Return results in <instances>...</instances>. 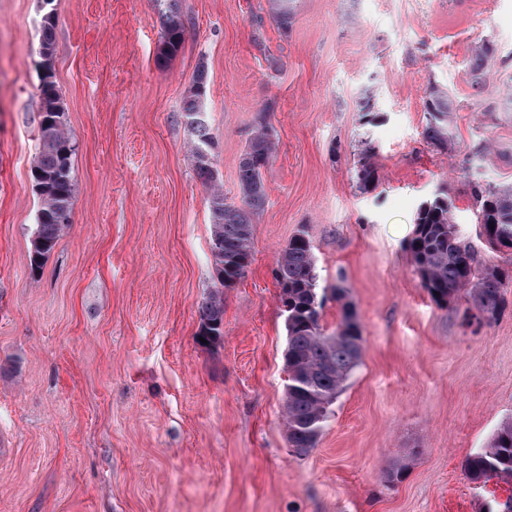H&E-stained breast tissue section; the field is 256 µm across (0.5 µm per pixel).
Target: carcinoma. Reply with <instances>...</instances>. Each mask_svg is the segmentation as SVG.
I'll list each match as a JSON object with an SVG mask.
<instances>
[{"label":"carcinoma","mask_w":512,"mask_h":512,"mask_svg":"<svg viewBox=\"0 0 512 512\" xmlns=\"http://www.w3.org/2000/svg\"><path fill=\"white\" fill-rule=\"evenodd\" d=\"M162 14L161 52L166 61L179 50L184 29L176 0H165ZM54 44L52 13L44 16L40 52L44 74L40 86L42 150L32 171L41 200L38 222L32 240L31 271L39 270L51 254L69 224V212L75 193L72 156L76 144L66 129L60 94L53 80L51 57ZM494 56V48L482 43L469 60V72L475 86ZM206 70L200 68L183 103V112L195 132L191 146L195 170L210 189L212 214L211 251L215 265V287L199 308L198 337L212 345L223 337L224 289L242 278L249 266L254 217L263 210L266 192L262 169L272 159L275 143L271 130L259 122L241 158L238 183L241 203L226 201L218 172L208 153L211 137L202 111L206 93ZM452 104L448 95L430 87L425 101L429 115L423 131L424 141L438 149L449 146L445 121ZM358 182L373 188L378 181L372 155L362 157L356 171ZM471 196L478 209V224L486 241L497 248L512 247V187L490 182L471 183ZM413 235L408 243L421 283L431 299L446 306L461 292L468 295L470 317L484 323L497 321L506 310L504 289L512 287V276L491 266L477 270L467 246L451 220V203L437 197L418 209ZM282 289L281 300L288 307V397L284 400L288 447L298 455L315 448L331 414L343 384L358 365L363 336L347 291L340 285L331 288L340 304L341 319L328 333L321 324L323 298L318 292L319 274L309 241L299 235L282 252L274 271ZM467 479L485 483L492 477L512 480V421L500 426L487 447L471 454L464 466Z\"/></svg>","instance_id":"obj_1"}]
</instances>
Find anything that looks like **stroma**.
<instances>
[{
	"instance_id": "stroma-1",
	"label": "stroma",
	"mask_w": 512,
	"mask_h": 512,
	"mask_svg": "<svg viewBox=\"0 0 512 512\" xmlns=\"http://www.w3.org/2000/svg\"><path fill=\"white\" fill-rule=\"evenodd\" d=\"M0 0V512H499L512 482L464 464L512 420V288L492 324L438 306L407 250L443 197L477 267L512 269L481 234L470 184L512 186V0ZM77 150L71 224L30 269L41 207L40 42ZM495 54L483 91L473 47ZM227 201L259 119L251 261L224 291L221 343L197 342L214 284L210 193L183 100L199 67ZM450 150L423 140L429 86ZM372 154L376 187L355 169ZM297 235L320 287L341 285L364 337L316 447L283 423L285 313L273 270ZM403 467L401 481L386 475ZM164 2H167L168 6L162 14V46L159 54V60L161 61H167L178 52L184 34L178 12L174 8L176 0H164ZM494 56V48L488 42H483L473 52L469 60V72L475 86L479 87L482 76Z\"/></svg>"
}]
</instances>
